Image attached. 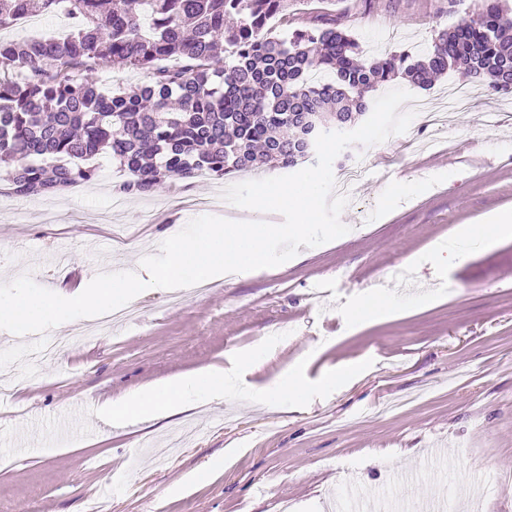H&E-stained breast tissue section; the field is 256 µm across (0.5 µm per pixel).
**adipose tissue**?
I'll return each mask as SVG.
<instances>
[{"label":"adipose tissue","mask_w":512,"mask_h":512,"mask_svg":"<svg viewBox=\"0 0 512 512\" xmlns=\"http://www.w3.org/2000/svg\"><path fill=\"white\" fill-rule=\"evenodd\" d=\"M224 395V369L210 365L162 379L97 403L94 412L108 423L163 418L182 411L190 402H209Z\"/></svg>","instance_id":"1"}]
</instances>
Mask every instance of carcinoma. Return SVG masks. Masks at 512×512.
I'll return each mask as SVG.
<instances>
[{"label":"carcinoma","mask_w":512,"mask_h":512,"mask_svg":"<svg viewBox=\"0 0 512 512\" xmlns=\"http://www.w3.org/2000/svg\"><path fill=\"white\" fill-rule=\"evenodd\" d=\"M0 0V29L32 14ZM288 0H41L65 36L0 39V183L20 197L93 181L108 153L130 175L125 194L174 180L235 177L255 163L293 168L314 132L355 123L367 95L400 78L427 87L462 71L512 93V18L485 0L439 32L424 54L361 59L334 18L287 38L270 24ZM147 69L151 84L105 88V69Z\"/></svg>","instance_id":"carcinoma-1"}]
</instances>
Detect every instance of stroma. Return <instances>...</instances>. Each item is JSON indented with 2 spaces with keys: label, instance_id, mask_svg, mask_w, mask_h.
<instances>
[{
  "label": "stroma",
  "instance_id": "obj_1",
  "mask_svg": "<svg viewBox=\"0 0 512 512\" xmlns=\"http://www.w3.org/2000/svg\"><path fill=\"white\" fill-rule=\"evenodd\" d=\"M482 0H288L277 35L336 19L365 57L427 50L437 33ZM469 107L448 111L449 89ZM419 108L405 133L343 150L335 165L364 176L340 219L346 235L300 248L272 268L211 284L173 306L169 290L142 295L138 321L94 335L79 322L10 339L0 330V372L13 397L0 405V512H328L356 472L379 493L396 469L445 444L448 463L419 469L450 512L461 487L483 491L481 512H512V238L462 243L455 225L512 209V96L451 74L412 88ZM94 182L53 199L0 194V282L27 273L55 290L63 267L117 270L157 254L168 227L208 214L281 223L236 207L229 182L200 176L111 200L126 172L108 157ZM160 215L143 221L144 211ZM129 225L125 248L111 227ZM438 241L464 252L438 265ZM422 290L392 275L413 254ZM392 313H380L381 298ZM360 308L364 320L350 318ZM79 332L84 344L29 369L23 351ZM224 367V396L165 418L113 426L92 403L196 370ZM297 370L298 404L274 406L281 374Z\"/></svg>",
  "mask_w": 512,
  "mask_h": 512
}]
</instances>
